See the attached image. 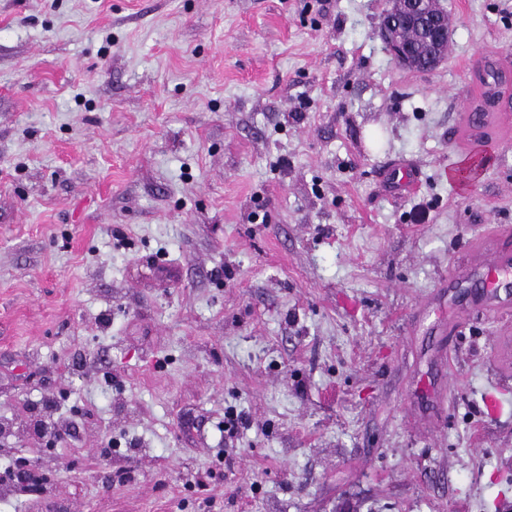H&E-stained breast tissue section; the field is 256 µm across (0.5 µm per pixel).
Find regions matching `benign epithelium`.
I'll use <instances>...</instances> for the list:
<instances>
[{
  "instance_id": "obj_1",
  "label": "benign epithelium",
  "mask_w": 512,
  "mask_h": 512,
  "mask_svg": "<svg viewBox=\"0 0 512 512\" xmlns=\"http://www.w3.org/2000/svg\"><path fill=\"white\" fill-rule=\"evenodd\" d=\"M426 26L427 41L434 48L429 62L423 64L418 58V43L409 39L407 33ZM379 36L390 47L400 63H407L423 70H433L444 60L448 47V12L440 0H392V6L384 14Z\"/></svg>"
}]
</instances>
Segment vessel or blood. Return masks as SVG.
<instances>
[{
	"label": "vessel or blood",
	"instance_id": "b4317fda",
	"mask_svg": "<svg viewBox=\"0 0 512 512\" xmlns=\"http://www.w3.org/2000/svg\"><path fill=\"white\" fill-rule=\"evenodd\" d=\"M470 79L457 107L451 138L460 154L472 157L483 147L512 143V58L491 54L469 61ZM389 187L409 192L419 184L417 172L398 166L386 175ZM504 231L476 236L469 258L458 263L455 279L484 284L478 309L493 319L512 312V249L502 246ZM494 368L502 384L512 383V336L498 337Z\"/></svg>",
	"mask_w": 512,
	"mask_h": 512
}]
</instances>
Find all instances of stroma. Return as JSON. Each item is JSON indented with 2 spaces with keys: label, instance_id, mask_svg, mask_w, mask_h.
Returning a JSON list of instances; mask_svg holds the SVG:
<instances>
[{
  "label": "stroma",
  "instance_id": "35a3bbf8",
  "mask_svg": "<svg viewBox=\"0 0 512 512\" xmlns=\"http://www.w3.org/2000/svg\"><path fill=\"white\" fill-rule=\"evenodd\" d=\"M388 5L0 0V512H512V315L448 285L512 226L448 141L512 0L430 72ZM386 181L391 189L398 192H409L419 184L418 173L405 166H397L386 175ZM493 364L502 386H507L512 378V336H499L495 342Z\"/></svg>",
  "mask_w": 512,
  "mask_h": 512
}]
</instances>
